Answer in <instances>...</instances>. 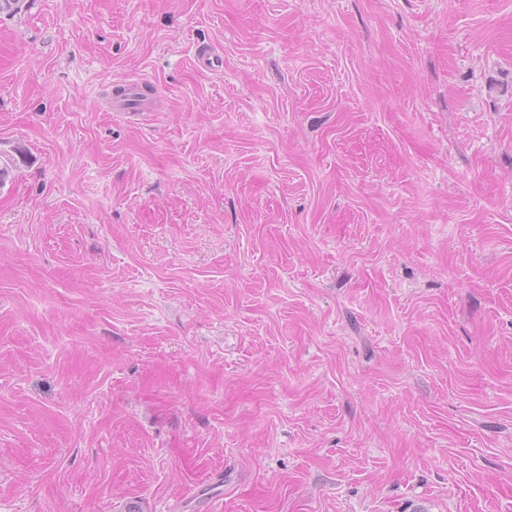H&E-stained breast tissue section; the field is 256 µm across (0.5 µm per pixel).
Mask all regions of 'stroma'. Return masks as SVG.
Masks as SVG:
<instances>
[{
    "label": "stroma",
    "mask_w": 512,
    "mask_h": 512,
    "mask_svg": "<svg viewBox=\"0 0 512 512\" xmlns=\"http://www.w3.org/2000/svg\"><path fill=\"white\" fill-rule=\"evenodd\" d=\"M15 145L0 512H512V0H26ZM195 60L197 67L205 72L217 73L224 67L223 52L210 45H202ZM123 87V93L116 98H112L113 112H153L154 95L146 97L143 95V87L151 85L145 81H129L118 84Z\"/></svg>",
    "instance_id": "obj_1"
}]
</instances>
